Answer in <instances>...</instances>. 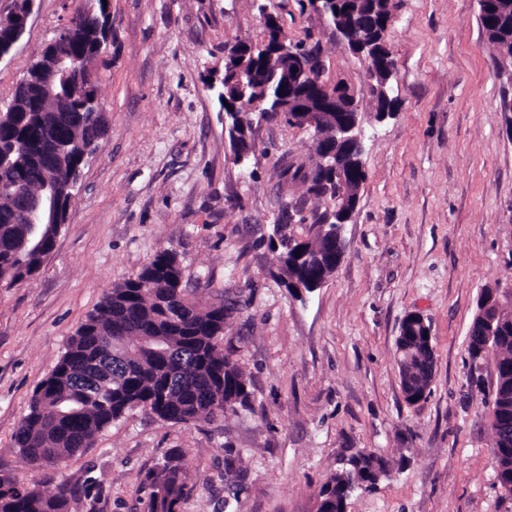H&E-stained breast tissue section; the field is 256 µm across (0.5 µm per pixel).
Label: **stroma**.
Instances as JSON below:
<instances>
[{
  "label": "stroma",
  "instance_id": "stroma-1",
  "mask_svg": "<svg viewBox=\"0 0 512 512\" xmlns=\"http://www.w3.org/2000/svg\"><path fill=\"white\" fill-rule=\"evenodd\" d=\"M392 116L374 117L368 63L309 0H110L109 43L93 64L108 131L36 276L0 288V475L54 492L70 512H146V473L183 454L180 512H317L319 492L359 453L389 464L346 512H512L496 480L486 403L496 360L473 366L468 333L484 288L512 289V76L499 73L478 0H395ZM95 0H34L0 60V106L72 13ZM268 8L291 42L318 46L326 84L359 98L366 179L345 256L315 291L282 282L269 247L282 207L304 238L325 204L289 165L310 166L312 130L254 124L248 166L233 160L217 99L224 49L262 41ZM187 285L239 300L224 351L248 408L185 425L135 410L56 466L31 465L13 432L70 336L114 285L163 249ZM412 312L431 326V390L407 403L396 339Z\"/></svg>",
  "mask_w": 512,
  "mask_h": 512
}]
</instances>
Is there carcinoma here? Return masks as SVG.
Returning a JSON list of instances; mask_svg holds the SVG:
<instances>
[{"label": "carcinoma", "instance_id": "carcinoma-1", "mask_svg": "<svg viewBox=\"0 0 512 512\" xmlns=\"http://www.w3.org/2000/svg\"><path fill=\"white\" fill-rule=\"evenodd\" d=\"M31 0H15L13 9L0 16V33L15 29L20 14ZM394 0H355L343 14L346 25L362 26L366 19L386 20L393 15ZM479 19L498 57L512 55V11L491 15L479 7ZM107 8L79 10L62 28L59 48L90 63L102 54L98 34L103 31ZM305 67L321 75L319 51L295 45ZM45 57L28 69L33 84L16 88L0 114V185L24 182L38 190L48 181L67 198L75 185L73 170L81 163L83 149L99 144L107 132L102 118L85 110L86 97L71 99L74 111L36 112L33 98L39 95L34 81ZM63 121L71 122L74 140L65 145L53 142L50 131ZM341 175L332 178L318 163L309 172L310 192L332 199L344 194L357 198L366 179L362 165L341 158ZM14 202L0 194V285L10 288L39 270L41 254L23 246L31 232L28 224L13 219ZM341 223L338 214H323L306 240L285 235L278 259H286L285 273L302 279L322 273L331 238L329 225ZM231 308L224 296L201 306L184 287V267L172 249L158 252L136 275L113 287L70 338L51 374L30 397L27 415L16 427L13 439L31 463L44 466L64 460L91 447L97 435L125 414L143 409L163 422L189 424L203 417L215 418L213 404L231 403V410L246 406V378L237 364L224 354V319ZM494 335L490 352L497 357L503 386L488 401L512 416V301L504 299L495 309ZM403 392L425 394L429 379L417 360L400 369ZM496 474L512 481V439L504 447L494 441ZM386 461L372 453H359L348 467L333 476L320 492L318 512H345L346 501L356 491L360 478L382 472ZM147 512H176L187 496L183 459L171 454L162 467L147 472ZM71 488L65 484L54 493L37 485H20L0 476V512H69Z\"/></svg>", "mask_w": 512, "mask_h": 512}]
</instances>
